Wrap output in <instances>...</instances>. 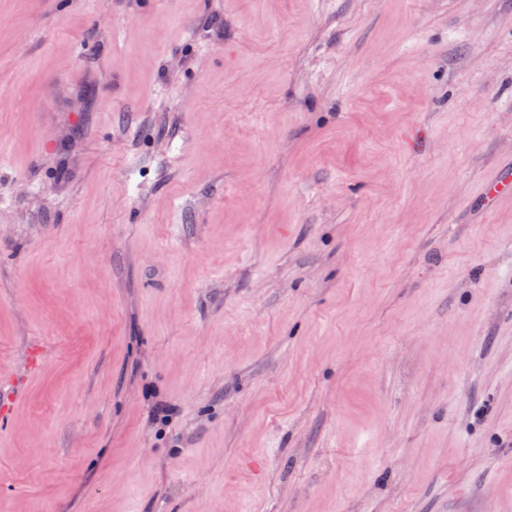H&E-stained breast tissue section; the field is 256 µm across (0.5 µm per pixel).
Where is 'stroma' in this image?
Listing matches in <instances>:
<instances>
[{"instance_id": "obj_1", "label": "stroma", "mask_w": 512, "mask_h": 512, "mask_svg": "<svg viewBox=\"0 0 512 512\" xmlns=\"http://www.w3.org/2000/svg\"><path fill=\"white\" fill-rule=\"evenodd\" d=\"M507 163L512 0H0V512H512ZM480 197L488 208L495 207L502 199L512 196V172L502 168L501 172L488 180L480 191Z\"/></svg>"}]
</instances>
